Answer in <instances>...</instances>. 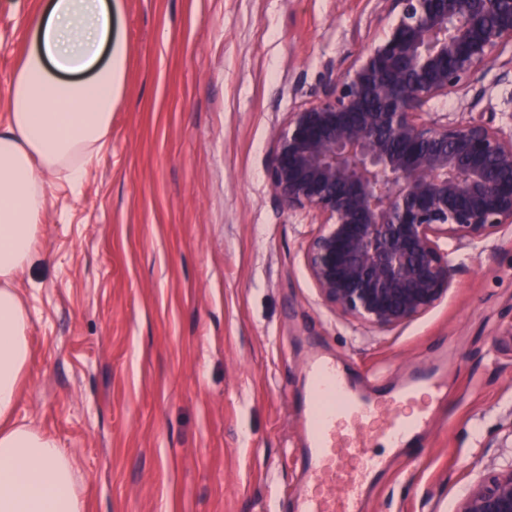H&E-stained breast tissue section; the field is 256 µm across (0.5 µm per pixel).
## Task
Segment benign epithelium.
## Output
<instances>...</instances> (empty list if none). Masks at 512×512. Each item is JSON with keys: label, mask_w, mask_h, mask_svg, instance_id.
<instances>
[{"label": "benign epithelium", "mask_w": 512, "mask_h": 512, "mask_svg": "<svg viewBox=\"0 0 512 512\" xmlns=\"http://www.w3.org/2000/svg\"><path fill=\"white\" fill-rule=\"evenodd\" d=\"M383 35L275 136L268 180L283 209L318 220L304 264L321 300L381 330L447 295L453 253L512 225V134L425 118L512 46V0H381ZM457 512H512V467Z\"/></svg>", "instance_id": "7a95c632"}]
</instances>
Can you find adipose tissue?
<instances>
[{
  "instance_id": "obj_1",
  "label": "adipose tissue",
  "mask_w": 512,
  "mask_h": 512,
  "mask_svg": "<svg viewBox=\"0 0 512 512\" xmlns=\"http://www.w3.org/2000/svg\"><path fill=\"white\" fill-rule=\"evenodd\" d=\"M27 26L32 47L10 77L0 128V512H86L72 458L17 414L31 357L17 277L39 258L56 178L80 191L111 133L123 58L112 47V0H47Z\"/></svg>"
}]
</instances>
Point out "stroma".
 Masks as SVG:
<instances>
[{
    "label": "stroma",
    "mask_w": 512,
    "mask_h": 512,
    "mask_svg": "<svg viewBox=\"0 0 512 512\" xmlns=\"http://www.w3.org/2000/svg\"><path fill=\"white\" fill-rule=\"evenodd\" d=\"M39 3L0 0V125ZM112 16V131L80 193L56 182L17 280L32 310L18 411L74 458L87 512H293L318 352L367 390L442 374L424 447L371 446L385 469L363 512H456L512 467V227L455 253L438 306L380 330L321 300L303 260L317 221L267 176L326 64L381 34L380 0H112ZM509 59L434 111L512 130Z\"/></svg>",
    "instance_id": "1"
}]
</instances>
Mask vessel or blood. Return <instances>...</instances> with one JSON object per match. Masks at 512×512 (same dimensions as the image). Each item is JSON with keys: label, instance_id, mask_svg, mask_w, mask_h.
I'll use <instances>...</instances> for the list:
<instances>
[{"label": "vessel or blood", "instance_id": "vessel-or-blood-1", "mask_svg": "<svg viewBox=\"0 0 512 512\" xmlns=\"http://www.w3.org/2000/svg\"><path fill=\"white\" fill-rule=\"evenodd\" d=\"M309 375L314 394L303 417L306 481L295 512H361L366 480L383 467L368 453L369 441L380 434L400 447L408 434L427 424L430 412L405 414L396 410V402L416 400L422 393L442 396L444 384L425 371L397 395L366 393L320 356L311 361Z\"/></svg>", "mask_w": 512, "mask_h": 512}]
</instances>
